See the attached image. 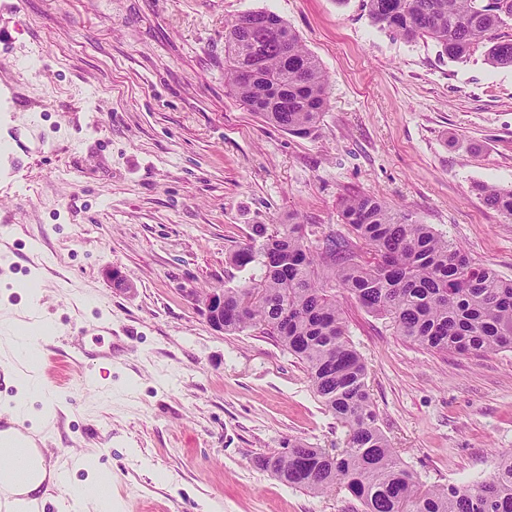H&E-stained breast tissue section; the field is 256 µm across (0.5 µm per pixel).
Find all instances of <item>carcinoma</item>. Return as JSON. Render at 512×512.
Returning <instances> with one entry per match:
<instances>
[{
	"label": "carcinoma",
	"mask_w": 512,
	"mask_h": 512,
	"mask_svg": "<svg viewBox=\"0 0 512 512\" xmlns=\"http://www.w3.org/2000/svg\"><path fill=\"white\" fill-rule=\"evenodd\" d=\"M371 20L413 41L429 39L453 59L487 46L488 63L512 67V0H366ZM224 26V83L248 111L296 136L316 133L327 109L319 60L278 14L250 11ZM486 205L512 221V188L483 184ZM349 231L312 243L305 225L264 226L229 261L251 271L246 285L224 289V334L258 330L304 364L321 403L347 427L330 452L302 439L264 456L260 466L313 495L343 489L361 512H512V451L493 473L463 486H431L398 461L377 425L367 366L349 339L337 293L389 319L396 333L429 351L483 355L512 349V279L448 243L431 225L372 194L342 199ZM253 288L263 292L246 300Z\"/></svg>",
	"instance_id": "obj_1"
}]
</instances>
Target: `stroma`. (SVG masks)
Instances as JSON below:
<instances>
[{"label": "stroma", "instance_id": "1", "mask_svg": "<svg viewBox=\"0 0 512 512\" xmlns=\"http://www.w3.org/2000/svg\"><path fill=\"white\" fill-rule=\"evenodd\" d=\"M260 8L327 75L315 136L224 86V26ZM477 183L512 186V67L396 37L363 0H0V307H39L57 366L54 401L18 383L0 413L25 402L38 426L55 406L48 454L87 460L69 484L108 479L123 512H357L344 490L315 496L259 466L295 437L343 447L346 430L297 359L215 330L198 299L243 284L227 256L256 225L343 234L339 201L359 193L512 279V224ZM339 299L400 462L427 485L487 478L512 450V351L431 352ZM67 335L120 345L97 388L56 356Z\"/></svg>", "mask_w": 512, "mask_h": 512}]
</instances>
